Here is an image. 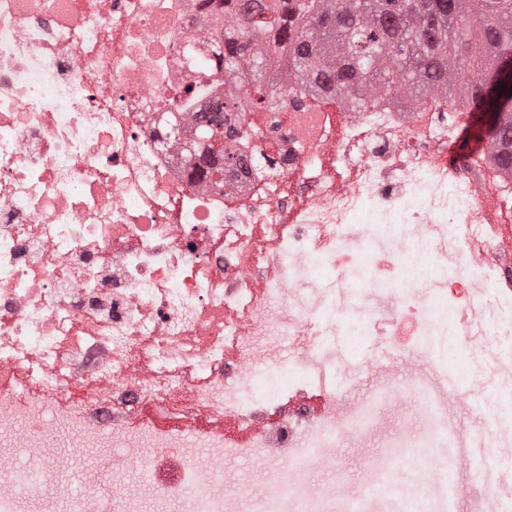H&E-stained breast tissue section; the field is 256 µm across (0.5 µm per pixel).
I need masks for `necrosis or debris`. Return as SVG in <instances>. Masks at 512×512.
Listing matches in <instances>:
<instances>
[{
	"label": "necrosis or debris",
	"mask_w": 512,
	"mask_h": 512,
	"mask_svg": "<svg viewBox=\"0 0 512 512\" xmlns=\"http://www.w3.org/2000/svg\"><path fill=\"white\" fill-rule=\"evenodd\" d=\"M224 16L206 0H0V512H31L54 469L98 453L56 488L63 512H226L237 460L291 459L251 512H319L303 483L308 449L368 435L359 399H307L335 326L303 291L361 269L376 309L354 305L362 333L389 336L407 358L432 352L438 319L478 359L471 395L493 400L495 424L472 407L468 430L512 429V277L485 209L512 204V170L491 152L435 158L461 115L416 108L414 95L352 108L317 86L294 100L225 113L246 162L215 186L204 159H186L162 122L180 115L223 70L202 33ZM445 268L479 255L468 274L429 279L410 262L416 243ZM433 292L434 308L417 300ZM300 358L247 439L213 419H248L253 370L280 338ZM416 373L385 407L411 402L422 423L390 440L412 453L448 444V413ZM67 441L69 457L45 451ZM182 458L174 479L147 475L151 455Z\"/></svg>",
	"instance_id": "obj_1"
}]
</instances>
